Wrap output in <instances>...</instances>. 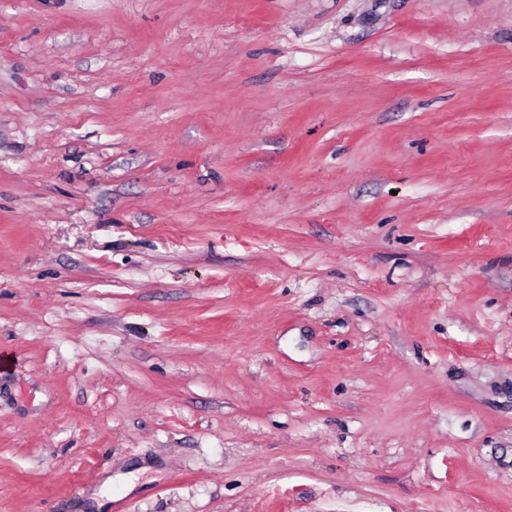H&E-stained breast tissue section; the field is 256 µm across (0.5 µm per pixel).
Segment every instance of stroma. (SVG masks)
<instances>
[{
  "instance_id": "stroma-1",
  "label": "stroma",
  "mask_w": 512,
  "mask_h": 512,
  "mask_svg": "<svg viewBox=\"0 0 512 512\" xmlns=\"http://www.w3.org/2000/svg\"><path fill=\"white\" fill-rule=\"evenodd\" d=\"M2 354L0 512H512V0H0Z\"/></svg>"
}]
</instances>
